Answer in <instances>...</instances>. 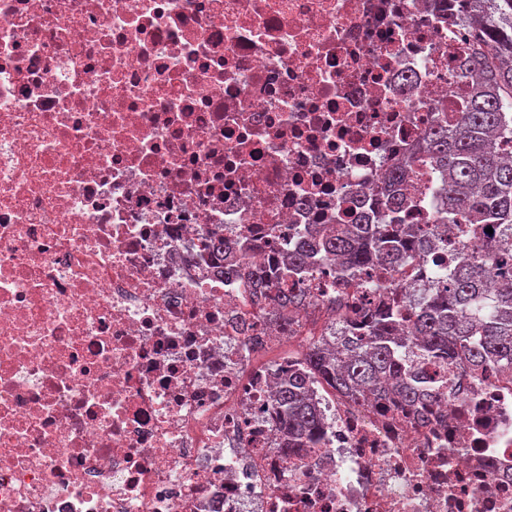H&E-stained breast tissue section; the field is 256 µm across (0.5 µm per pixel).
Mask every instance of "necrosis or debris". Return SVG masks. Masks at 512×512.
Masks as SVG:
<instances>
[{"instance_id": "1", "label": "necrosis or debris", "mask_w": 512, "mask_h": 512, "mask_svg": "<svg viewBox=\"0 0 512 512\" xmlns=\"http://www.w3.org/2000/svg\"><path fill=\"white\" fill-rule=\"evenodd\" d=\"M467 0H0V512H512V376L428 422L319 390L279 446L293 335L213 230L271 261L358 222L475 78ZM439 170L400 192L449 253Z\"/></svg>"}]
</instances>
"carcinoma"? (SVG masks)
<instances>
[{
  "instance_id": "carcinoma-1",
  "label": "carcinoma",
  "mask_w": 512,
  "mask_h": 512,
  "mask_svg": "<svg viewBox=\"0 0 512 512\" xmlns=\"http://www.w3.org/2000/svg\"><path fill=\"white\" fill-rule=\"evenodd\" d=\"M471 2L475 42L465 69L477 83L456 125L430 123L421 155L391 168L382 208L373 212L366 200H357L366 223L302 240L280 261L243 265L244 277L259 287L257 300L272 301L281 326L290 327L292 311L309 306L310 298L306 289L288 287V280L308 274L320 258L336 262L340 275L360 277L369 269L380 275L394 270L411 248L438 254L434 233L399 219L406 200L397 188L421 160L445 177L442 223L493 229L426 288L398 292L364 280L358 288L374 295L372 307L360 310L340 299L323 303L319 312L336 319L272 394L286 453H303L320 442L314 382L355 400L387 404L396 398L422 410L452 383L423 374L427 364L512 368V265L504 260L512 241V0Z\"/></svg>"
}]
</instances>
